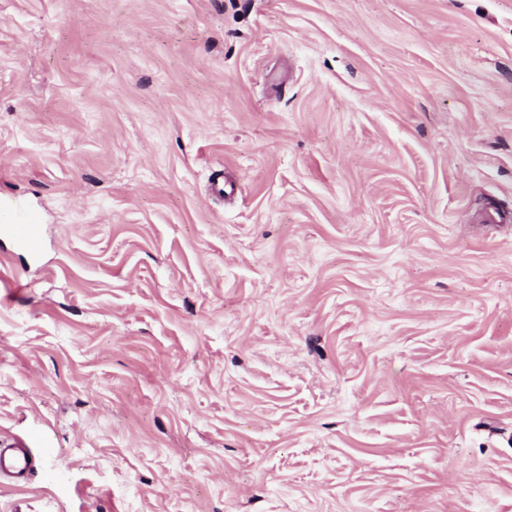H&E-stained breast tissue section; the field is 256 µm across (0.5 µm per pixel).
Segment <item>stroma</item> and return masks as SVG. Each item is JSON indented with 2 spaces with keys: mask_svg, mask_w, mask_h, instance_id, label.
Here are the masks:
<instances>
[{
  "mask_svg": "<svg viewBox=\"0 0 512 512\" xmlns=\"http://www.w3.org/2000/svg\"><path fill=\"white\" fill-rule=\"evenodd\" d=\"M1 199L0 512H512V0H0ZM2 213L8 218V223L2 224L1 229L7 231L25 250L36 254L41 243L39 214L14 200H0L1 216ZM28 444L18 442L0 448V472L16 480H24L32 467V456Z\"/></svg>",
  "mask_w": 512,
  "mask_h": 512,
  "instance_id": "35a3bbf8",
  "label": "stroma"
}]
</instances>
